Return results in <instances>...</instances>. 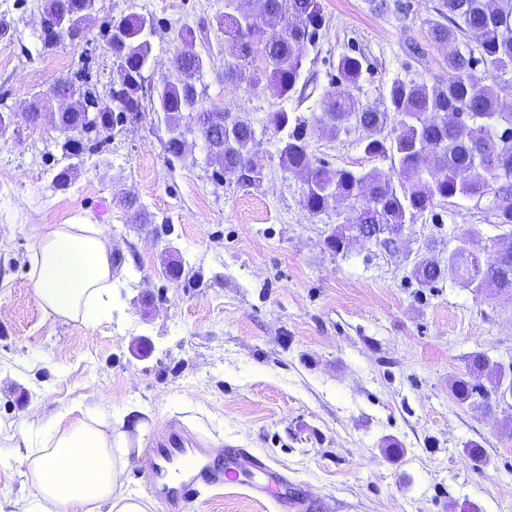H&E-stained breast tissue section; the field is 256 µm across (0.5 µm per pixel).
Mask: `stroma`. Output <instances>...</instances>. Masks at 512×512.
<instances>
[{
    "mask_svg": "<svg viewBox=\"0 0 512 512\" xmlns=\"http://www.w3.org/2000/svg\"><path fill=\"white\" fill-rule=\"evenodd\" d=\"M406 19L372 11L368 0H322L326 26L301 78L312 94L285 100L224 77L225 0H96L79 44L45 47L44 0H0V103L18 112L63 73L90 62L107 93L112 57L105 17L154 19L158 83L169 73L181 31L205 33L211 51L196 79L206 104L246 117L256 131V186L218 178L201 142L171 157L156 113L125 122L97 153L70 156L50 122L0 132V500L33 499L22 475L28 443L103 407L128 451L143 447L167 419L206 443L247 448L285 475L302 512H512V406L484 413L450 394L474 351L512 361V302L462 287L446 274L434 287L412 276L422 256L447 265L461 233L486 259L500 227L473 202L436 203L407 225L396 253L351 240L340 253L327 236L352 223L349 202L319 214L305 183L283 168L271 113L320 114L339 56L363 57L354 88L374 104L397 78L442 76L444 50L430 34L438 0H409ZM424 52L416 59L408 42ZM350 131L312 135L313 161L373 167ZM67 187L54 185L65 167ZM133 199L127 209L125 199ZM80 216L107 225L122 268L112 320L83 325L47 318L27 277L34 224ZM180 260V278L166 274ZM474 442L481 461L466 453ZM188 512H277L238 485L207 491Z\"/></svg>",
    "mask_w": 512,
    "mask_h": 512,
    "instance_id": "stroma-1",
    "label": "stroma"
}]
</instances>
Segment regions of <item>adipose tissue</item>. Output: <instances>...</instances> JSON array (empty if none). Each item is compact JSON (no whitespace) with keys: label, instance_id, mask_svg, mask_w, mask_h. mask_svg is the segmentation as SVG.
<instances>
[{"label":"adipose tissue","instance_id":"obj_1","mask_svg":"<svg viewBox=\"0 0 512 512\" xmlns=\"http://www.w3.org/2000/svg\"><path fill=\"white\" fill-rule=\"evenodd\" d=\"M29 279L43 313L88 324L112 316L109 228L78 218L32 227ZM123 448L103 423L75 420L22 458L34 499L0 504V512H149L128 488Z\"/></svg>","mask_w":512,"mask_h":512}]
</instances>
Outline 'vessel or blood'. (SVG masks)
Returning a JSON list of instances; mask_svg holds the SVG:
<instances>
[{
    "mask_svg": "<svg viewBox=\"0 0 512 512\" xmlns=\"http://www.w3.org/2000/svg\"><path fill=\"white\" fill-rule=\"evenodd\" d=\"M134 462L150 473L148 494H163L172 512L202 492L227 482L246 485L252 493L267 494L279 478L268 462L245 448H232L225 460L210 459L201 441L190 434L179 419H171L163 436L151 438L138 449Z\"/></svg>",
    "mask_w": 512,
    "mask_h": 512,
    "instance_id": "vessel-or-blood-1",
    "label": "vessel or blood"
}]
</instances>
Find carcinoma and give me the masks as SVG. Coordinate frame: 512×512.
I'll return each instance as SVG.
<instances>
[{"label":"carcinoma","mask_w":512,"mask_h":512,"mask_svg":"<svg viewBox=\"0 0 512 512\" xmlns=\"http://www.w3.org/2000/svg\"><path fill=\"white\" fill-rule=\"evenodd\" d=\"M96 0H45L43 13L62 11L65 23L41 36L43 46L84 37V21ZM433 20V41L447 51L448 74L428 82L395 79L386 96L375 106L362 104L351 92L363 73L362 58L343 54L332 75L331 88L322 95L321 115L308 118L281 110L270 122L286 132L278 150L283 167L305 174L308 211L319 214L334 200L351 203L356 224H340L326 240L327 248L342 251L356 230L365 240L383 238L388 250L399 249V231L437 200H474L506 229L485 266L470 251L471 234L458 237L459 245L448 253V268L464 287L474 292L488 288L512 299V111L502 99L512 96V0H439ZM224 34V78L252 89L263 82L275 85L278 94L307 98V84H299L304 63L315 50L325 17L320 0H252L248 21L226 11L217 18ZM154 20L140 14L112 16L104 20L103 37L112 53L108 107L95 120H87L100 101L88 75L75 73L65 83L50 85L34 95L28 125L41 124L42 114L59 102L58 131L63 148L80 156L102 149L115 125L137 119L145 111V72L151 64L148 29ZM175 68L194 76L205 61L196 50L194 36L181 38ZM260 56L264 67L252 66ZM151 108L168 132L166 151L181 156L186 136L196 134L223 159L222 175L246 186L261 180L248 166L255 141L252 124L224 109L207 106L196 84L169 76L152 89ZM399 125L398 135H387L388 125ZM356 128L364 133L363 152L372 158H390L391 167L354 172L315 165L309 153L308 131L336 137ZM445 269L424 257L415 262L417 283L431 287ZM502 367L485 353L467 356L466 371L452 392L461 404H476L482 411L493 408Z\"/></svg>","instance_id":"cac0c4a2"}]
</instances>
